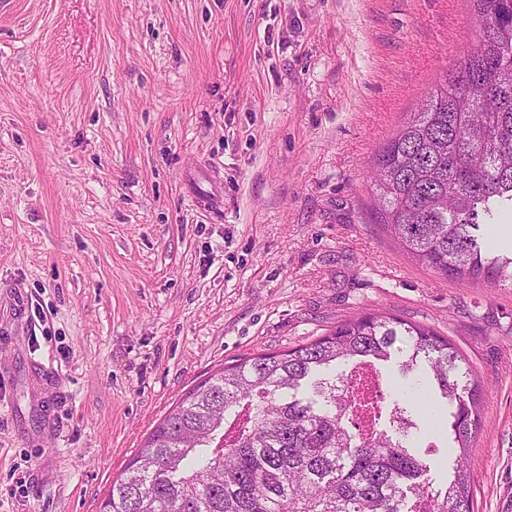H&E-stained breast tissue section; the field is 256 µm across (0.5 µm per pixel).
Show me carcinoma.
I'll list each match as a JSON object with an SVG mask.
<instances>
[{
	"label": "carcinoma",
	"mask_w": 512,
	"mask_h": 512,
	"mask_svg": "<svg viewBox=\"0 0 512 512\" xmlns=\"http://www.w3.org/2000/svg\"><path fill=\"white\" fill-rule=\"evenodd\" d=\"M473 51L378 150L372 220L434 273L512 283L484 227L512 211V0H470ZM445 401L446 483L409 447L418 423L349 370L392 355ZM483 386L427 325L360 312L313 342L226 365L189 389L112 481L100 512H474L469 457Z\"/></svg>",
	"instance_id": "1"
}]
</instances>
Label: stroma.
<instances>
[{
	"instance_id": "35a3bbf8",
	"label": "stroma",
	"mask_w": 512,
	"mask_h": 512,
	"mask_svg": "<svg viewBox=\"0 0 512 512\" xmlns=\"http://www.w3.org/2000/svg\"><path fill=\"white\" fill-rule=\"evenodd\" d=\"M475 22L469 0H0V512H99L186 391L358 311L461 353L475 512H503L512 286L444 279L364 216L372 156Z\"/></svg>"
}]
</instances>
